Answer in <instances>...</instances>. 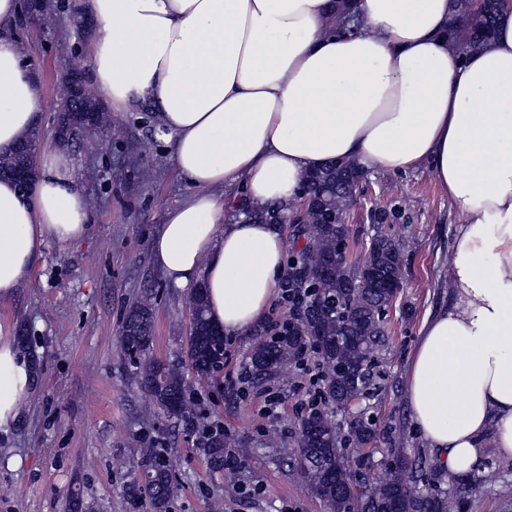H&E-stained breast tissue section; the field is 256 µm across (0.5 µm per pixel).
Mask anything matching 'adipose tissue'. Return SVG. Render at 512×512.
<instances>
[{
  "label": "adipose tissue",
  "mask_w": 512,
  "mask_h": 512,
  "mask_svg": "<svg viewBox=\"0 0 512 512\" xmlns=\"http://www.w3.org/2000/svg\"><path fill=\"white\" fill-rule=\"evenodd\" d=\"M336 0H87L98 23L91 79L117 108L148 102L192 193L151 242L176 288L204 286L213 324L248 333L281 287L278 225L238 201L289 206L336 159L406 173L428 166L458 211L448 305L424 322L406 399L448 477L486 449L512 460V7L461 55L452 0H357L364 34L330 33ZM0 0V154L37 125L43 88ZM28 190L0 178V300L30 278L49 241L88 229L86 191L66 154L38 152ZM33 366L0 335V428L19 414Z\"/></svg>",
  "instance_id": "obj_1"
}]
</instances>
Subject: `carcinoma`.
Wrapping results in <instances>:
<instances>
[{"label":"carcinoma","mask_w":512,"mask_h":512,"mask_svg":"<svg viewBox=\"0 0 512 512\" xmlns=\"http://www.w3.org/2000/svg\"><path fill=\"white\" fill-rule=\"evenodd\" d=\"M502 8L501 0H485L476 22L468 25L460 38V50L466 54L483 47ZM343 17L336 34L352 36L363 33L360 16L352 3L342 0ZM95 97L87 98L86 111L70 112L71 125L80 127L87 119L102 121L103 113L95 111ZM24 162L23 153L15 151L0 155V176H8ZM366 176L359 165L350 160L336 161L317 171L315 183H305L315 198L314 205L300 219L298 237L304 240L292 251L289 262L318 266L325 270L313 285L316 304L296 315H289L292 327L288 335L274 339L268 328L255 330L256 341L251 354L247 382L262 385L279 380L287 367L297 364L308 348L314 354L321 372L323 393L319 403L309 406L301 422L299 455L296 471L306 489L325 505L327 512H460L465 490L454 497L438 489L432 479L430 489L416 486L413 472L426 470V462L397 453L383 471L367 481L364 498L353 503L347 491L357 483L347 469L342 451V437L333 410L349 411L359 406L350 426L351 443L360 448L373 441L381 429L366 416L365 403L381 390L382 376L376 371L375 358L384 340V313L391 303L389 289L374 282L358 288L372 270L379 277H399L402 267L400 245L386 235L372 241L368 262L357 268L336 261L338 243L348 235V228L328 218L349 210V202L359 183ZM277 207L248 208L246 215L260 222H275ZM403 218L396 198L370 214L379 224H394ZM192 335L188 337L186 357L189 369L197 379L210 377L224 367V350L213 335L214 326L208 314L205 288L198 286L189 300ZM153 309L148 298L131 304L123 319L119 341L122 348L138 359V387L153 405L168 417L193 425L210 449L212 464L224 467V449L230 442L224 431L197 411L193 383L181 368L146 356L153 338ZM143 456L144 483L135 493L148 500L149 512H166L174 494L167 460L156 448H145Z\"/></svg>","instance_id":"carcinoma-1"}]
</instances>
